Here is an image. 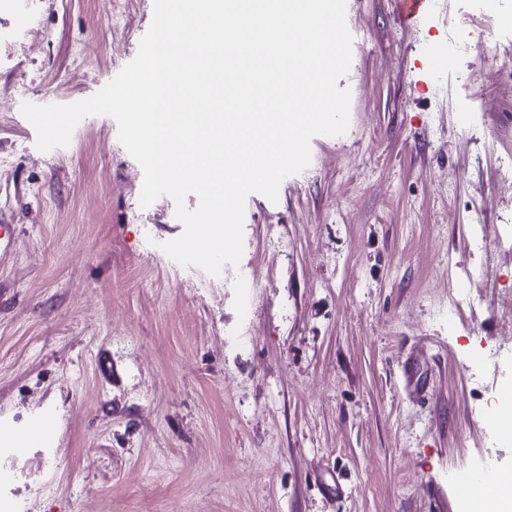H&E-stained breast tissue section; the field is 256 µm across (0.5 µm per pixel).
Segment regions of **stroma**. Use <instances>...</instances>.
I'll return each mask as SVG.
<instances>
[{"mask_svg": "<svg viewBox=\"0 0 512 512\" xmlns=\"http://www.w3.org/2000/svg\"><path fill=\"white\" fill-rule=\"evenodd\" d=\"M482 2L346 0L349 128L247 197L217 276L162 250L113 118L43 152L21 113L111 81L154 0L0 7V430H46L0 450V512H476L452 476L512 470V0Z\"/></svg>", "mask_w": 512, "mask_h": 512, "instance_id": "stroma-1", "label": "stroma"}]
</instances>
